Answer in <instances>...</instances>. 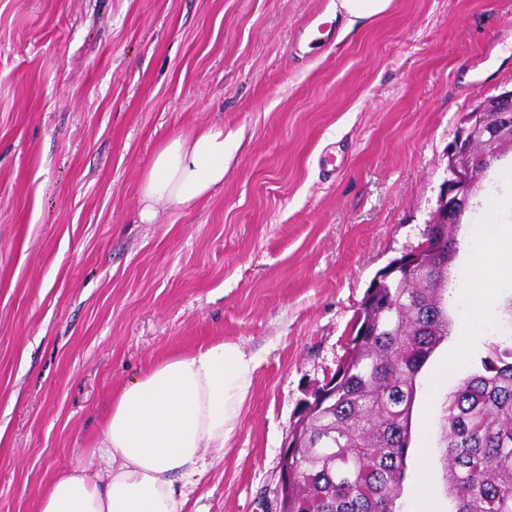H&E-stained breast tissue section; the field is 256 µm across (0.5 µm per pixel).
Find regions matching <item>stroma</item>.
I'll return each mask as SVG.
<instances>
[{
  "label": "stroma",
  "instance_id": "obj_1",
  "mask_svg": "<svg viewBox=\"0 0 512 512\" xmlns=\"http://www.w3.org/2000/svg\"><path fill=\"white\" fill-rule=\"evenodd\" d=\"M332 0H0V512L102 463L112 397L200 345L256 357L241 427L206 451L198 512H271L285 437L345 353L378 272L413 250L477 94L512 88V0H393L344 32ZM330 22L304 31L310 17ZM224 127V183L139 221L157 148ZM497 163L458 238L465 264ZM447 387L417 381L400 512H452Z\"/></svg>",
  "mask_w": 512,
  "mask_h": 512
}]
</instances>
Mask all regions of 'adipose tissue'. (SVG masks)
Here are the masks:
<instances>
[{
	"mask_svg": "<svg viewBox=\"0 0 512 512\" xmlns=\"http://www.w3.org/2000/svg\"><path fill=\"white\" fill-rule=\"evenodd\" d=\"M229 153L217 124L167 141L142 179L141 222L156 220L157 203L185 210L209 197L224 183ZM497 210L488 202L462 275L470 334L512 279V227L498 224ZM256 367L239 345L221 340L151 367L112 398L93 450L103 468L78 466L54 479L40 512H190L184 487L203 473L205 451L223 452L235 436Z\"/></svg>",
	"mask_w": 512,
	"mask_h": 512,
	"instance_id": "ef3b65f1",
	"label": "adipose tissue"
}]
</instances>
